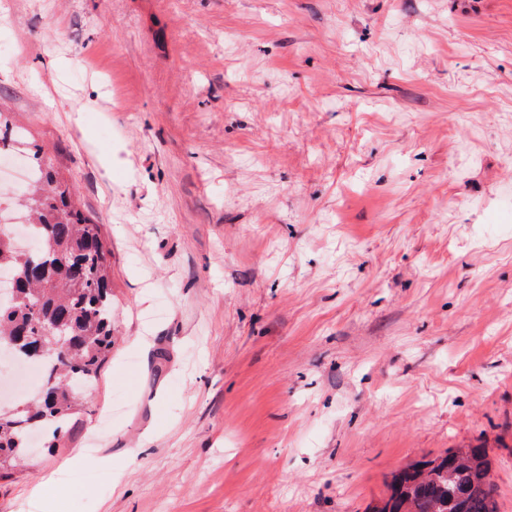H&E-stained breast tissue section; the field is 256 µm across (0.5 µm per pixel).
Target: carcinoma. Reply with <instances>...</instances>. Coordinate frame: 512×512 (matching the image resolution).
<instances>
[{
	"instance_id": "obj_1",
	"label": "carcinoma",
	"mask_w": 512,
	"mask_h": 512,
	"mask_svg": "<svg viewBox=\"0 0 512 512\" xmlns=\"http://www.w3.org/2000/svg\"><path fill=\"white\" fill-rule=\"evenodd\" d=\"M29 161L39 179L18 202L32 213L38 247L22 251L0 228V274L17 277L13 296L0 297V337L17 341L15 357L44 366L37 392L46 397L18 399L14 414L0 416V480L12 476L34 432L59 439L97 385L113 342L109 250L99 225L74 208L43 148ZM491 469L486 449H451L396 473L369 512H498Z\"/></svg>"
}]
</instances>
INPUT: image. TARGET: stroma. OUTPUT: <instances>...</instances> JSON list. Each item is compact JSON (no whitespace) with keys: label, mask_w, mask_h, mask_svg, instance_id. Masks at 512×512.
Returning <instances> with one entry per match:
<instances>
[{"label":"stroma","mask_w":512,"mask_h":512,"mask_svg":"<svg viewBox=\"0 0 512 512\" xmlns=\"http://www.w3.org/2000/svg\"><path fill=\"white\" fill-rule=\"evenodd\" d=\"M0 43L115 336L0 512H368L475 445L512 512V0H0Z\"/></svg>","instance_id":"stroma-1"}]
</instances>
